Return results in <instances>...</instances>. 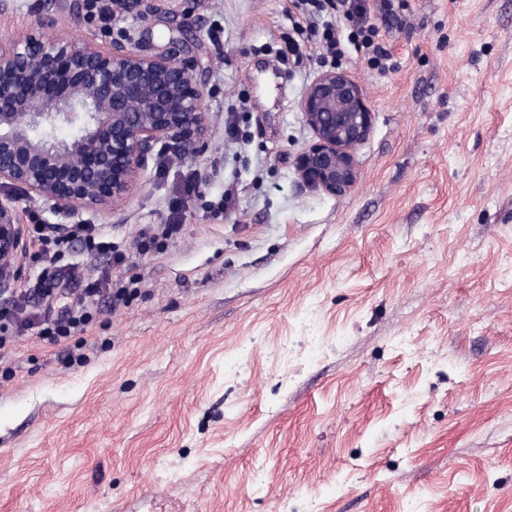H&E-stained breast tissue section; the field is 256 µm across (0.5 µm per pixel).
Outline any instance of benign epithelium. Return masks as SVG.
<instances>
[{"instance_id": "obj_1", "label": "benign epithelium", "mask_w": 512, "mask_h": 512, "mask_svg": "<svg viewBox=\"0 0 512 512\" xmlns=\"http://www.w3.org/2000/svg\"><path fill=\"white\" fill-rule=\"evenodd\" d=\"M163 0H112V20L156 14ZM40 14L0 45V184L65 218L128 197L162 142L182 157L207 134L203 90L186 65L150 54L128 34L106 48L70 34L47 39ZM312 133L296 158L298 185L341 196L357 183L355 150L371 132L362 87L345 71L316 75L300 100ZM68 126L69 140L47 130ZM22 225L0 203V295L21 278Z\"/></svg>"}]
</instances>
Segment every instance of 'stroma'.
I'll return each instance as SVG.
<instances>
[{
    "instance_id": "1",
    "label": "stroma",
    "mask_w": 512,
    "mask_h": 512,
    "mask_svg": "<svg viewBox=\"0 0 512 512\" xmlns=\"http://www.w3.org/2000/svg\"><path fill=\"white\" fill-rule=\"evenodd\" d=\"M164 5L105 25L55 0L44 29L102 47L127 28L188 62L208 131L82 213L125 271L77 241L59 261L129 302L104 292L75 341L0 352V512H512V0L372 15L385 73L350 44L324 59L290 0ZM326 68L372 111L339 197L295 181ZM160 224L182 230L140 255ZM37 250L19 290L63 318L84 283L37 293Z\"/></svg>"
}]
</instances>
